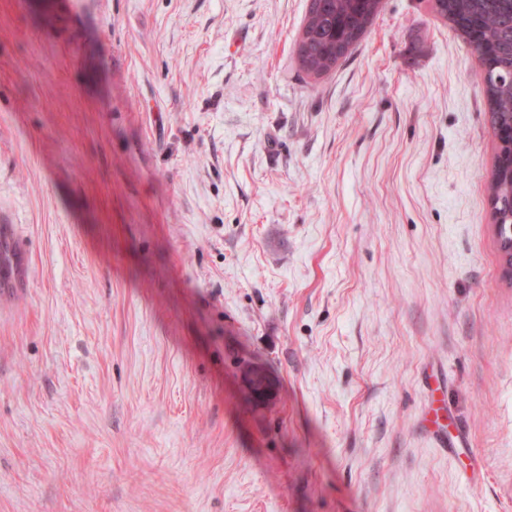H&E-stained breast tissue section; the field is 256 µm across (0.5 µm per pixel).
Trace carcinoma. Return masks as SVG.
I'll return each instance as SVG.
<instances>
[{"label": "carcinoma", "instance_id": "carcinoma-1", "mask_svg": "<svg viewBox=\"0 0 512 512\" xmlns=\"http://www.w3.org/2000/svg\"><path fill=\"white\" fill-rule=\"evenodd\" d=\"M383 7V0H310L304 25L296 41L299 67L320 78L332 61L336 43L358 37ZM455 14L469 21V43L491 51L481 58L485 70V96L491 126L512 120V0H453ZM488 189L506 207H512V178L502 171Z\"/></svg>", "mask_w": 512, "mask_h": 512}]
</instances>
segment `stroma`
I'll return each instance as SVG.
<instances>
[{
    "instance_id": "obj_1",
    "label": "stroma",
    "mask_w": 512,
    "mask_h": 512,
    "mask_svg": "<svg viewBox=\"0 0 512 512\" xmlns=\"http://www.w3.org/2000/svg\"><path fill=\"white\" fill-rule=\"evenodd\" d=\"M308 4L0 0V512H512L483 70L384 0L308 77Z\"/></svg>"
}]
</instances>
